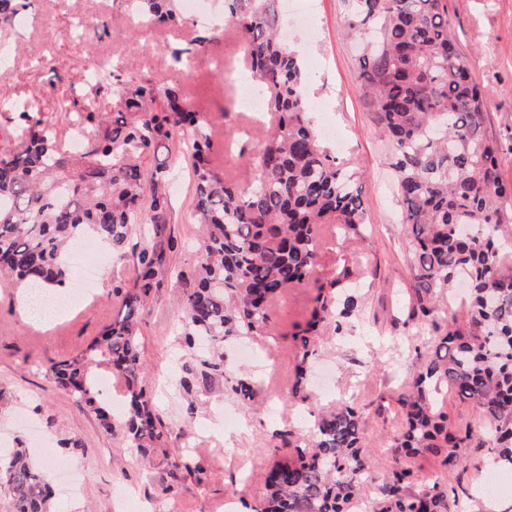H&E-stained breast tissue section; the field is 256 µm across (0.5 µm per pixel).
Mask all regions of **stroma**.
I'll list each match as a JSON object with an SVG mask.
<instances>
[{
    "label": "stroma",
    "instance_id": "1",
    "mask_svg": "<svg viewBox=\"0 0 512 512\" xmlns=\"http://www.w3.org/2000/svg\"><path fill=\"white\" fill-rule=\"evenodd\" d=\"M277 8L283 31L313 75L307 95L320 105L312 114L315 127L332 125L336 138L329 148L362 174L366 238L346 242L344 248L357 273L359 312L342 334L321 337L311 398L302 404L293 401L299 353L291 334L306 323L318 287L336 271L335 253L325 252L305 285L272 303L267 327L224 341L219 348L222 379L189 394L179 390L177 378L201 360L196 350L182 346L175 331L179 290L174 275L190 271L196 261L191 178L182 174L170 211L179 242L171 265L174 275L140 315L144 359L160 414L170 427L167 446L189 453L198 467L194 476L182 477L158 457L140 456L121 432L103 430L93 413L79 410L43 372L44 363L82 350L118 314L121 301L112 293V282L130 278L132 263L116 257L100 267L89 297L65 319L40 328L23 320L15 288L0 278V437L27 445L44 441L45 449L34 448L33 459L49 468L51 484H58L71 465H79L82 472L80 492L72 497L56 494L51 512H226V502L235 493L245 500L237 512H249V504L264 492V450L273 431H301L299 410L327 411L342 398L361 407L373 444V475L360 499L371 503L381 496L392 466L389 437L395 423L382 420L377 397L398 391L410 380L412 359L431 347L433 336L407 320L412 254L386 165L389 146L364 95L361 41L347 32L348 0H279ZM223 11L222 0H203L201 13H187L186 24L167 29L141 23L124 0H34L26 12L27 27L0 24V54L8 60V72L0 78V149L16 143L9 117L19 99L31 111L59 117L63 139L71 140L73 128L59 116L61 102L82 86L91 69L118 60L128 86L147 80L181 85L189 104L210 120L217 172L248 185L251 167L236 153L225 152L224 145L247 142L260 149L273 120L252 122L231 90L228 73L247 66L241 37L233 29L220 30L213 45L181 71L173 68L167 52L195 36L203 15L217 18ZM448 19L474 79L487 90L485 129L504 151L501 175L510 183L512 0H448ZM228 112L235 115L229 125L224 122ZM240 377L257 382L251 404L230 392ZM503 474L487 449H466L462 467L450 480L471 491L462 499L460 512H512V495L493 500L485 494Z\"/></svg>",
    "mask_w": 512,
    "mask_h": 512
}]
</instances>
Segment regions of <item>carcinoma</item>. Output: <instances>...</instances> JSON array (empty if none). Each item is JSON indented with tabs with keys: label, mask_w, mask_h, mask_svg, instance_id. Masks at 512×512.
Returning <instances> with one entry per match:
<instances>
[{
	"label": "carcinoma",
	"mask_w": 512,
	"mask_h": 512,
	"mask_svg": "<svg viewBox=\"0 0 512 512\" xmlns=\"http://www.w3.org/2000/svg\"><path fill=\"white\" fill-rule=\"evenodd\" d=\"M178 0H126L146 22L183 23ZM276 0H224V26L243 38L251 80L276 117L273 137L238 157L254 170L236 187L212 164L208 117L190 108L175 84L151 80L125 86L115 65L94 75L95 93L118 97L124 117L110 125L105 102L68 98L90 130L79 151L63 148L56 124L33 119L16 103L19 146L0 151V276L16 288L65 285L72 275L69 241L96 238L107 250L130 254L135 276L112 282L122 310L87 346L45 365V375L101 426L120 428L131 447L162 452L174 472L192 473L163 448L167 426L156 413L143 359L138 316L164 285L177 237L167 222L173 173L188 162L194 208L202 231L194 271L181 275L177 297L182 345L249 336L266 326L268 305L303 285L320 264L324 226L336 224L363 238L367 209L359 172L319 139L305 87L312 75L300 53L280 36ZM348 30L368 38L360 59L365 95L373 102L389 144V166L408 226L413 254L411 317L438 326L449 295L464 281L466 326L448 317L433 352L417 355L410 383L392 400L399 422L391 440L396 466L382 486L375 512H457L459 495L448 480L463 465V449L488 447L495 463L512 469V184L498 179L499 143L484 127L487 91L471 76L468 57L448 23L447 0H349ZM28 7V0H0V22ZM206 27L185 46L169 50L184 64L216 39ZM149 227L136 228L143 213ZM357 305L343 265L319 288L316 306L298 333L301 365L292 398L306 402L310 367L321 330L339 332ZM123 379L125 408L114 425L92 367ZM201 384L224 376L223 359L203 361ZM230 392L241 402L257 394L240 378ZM469 402L490 423L486 433L454 424L448 394ZM273 458L266 496L250 512H351L371 474L372 449L361 409L341 401L314 417L307 435L288 429L272 435ZM433 456L443 477L430 482L402 464V457ZM12 512H50L53 497L28 450L18 443L0 453V491Z\"/></svg>",
	"instance_id": "obj_1"
}]
</instances>
